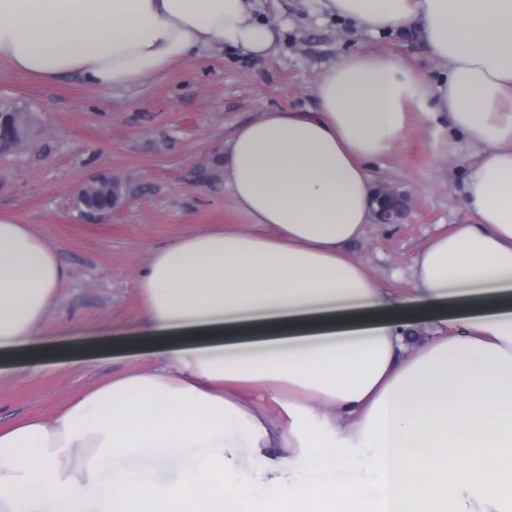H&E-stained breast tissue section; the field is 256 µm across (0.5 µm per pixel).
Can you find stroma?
Here are the masks:
<instances>
[{
	"instance_id": "obj_1",
	"label": "stroma",
	"mask_w": 512,
	"mask_h": 512,
	"mask_svg": "<svg viewBox=\"0 0 512 512\" xmlns=\"http://www.w3.org/2000/svg\"><path fill=\"white\" fill-rule=\"evenodd\" d=\"M256 7L281 32L264 59L215 51L118 91L70 76L37 82L0 61V98L37 120L26 145L0 155V213L58 249L70 281L38 341L78 349L28 367L0 364V426L51 418L104 379L149 366L113 343L142 330L138 281L152 252L197 229L248 227L222 178L224 145L237 126L263 111L313 109L323 66L345 53L389 52L431 82L444 77L417 36L353 29L319 14L314 0H257ZM447 140L446 120L415 110L394 149L369 164L375 183L396 189L405 210L397 223L368 225L351 251L410 307L420 304L407 277L414 254L471 220ZM100 172L121 180L126 197L95 224L72 195Z\"/></svg>"
}]
</instances>
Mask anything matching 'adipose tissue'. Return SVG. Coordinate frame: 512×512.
Returning <instances> with one entry per match:
<instances>
[{
	"label": "adipose tissue",
	"instance_id": "ef3b65f1",
	"mask_svg": "<svg viewBox=\"0 0 512 512\" xmlns=\"http://www.w3.org/2000/svg\"><path fill=\"white\" fill-rule=\"evenodd\" d=\"M319 4L415 32L446 81L347 54L315 110L237 127L224 189L249 229L153 252L135 342L152 367L0 426V512H512V0ZM275 40L252 0H0V60L42 81L120 90ZM431 106L468 164L473 221L420 247L412 309L350 247L375 219L369 162ZM68 277L0 214V362L49 357L31 341Z\"/></svg>",
	"mask_w": 512,
	"mask_h": 512
}]
</instances>
